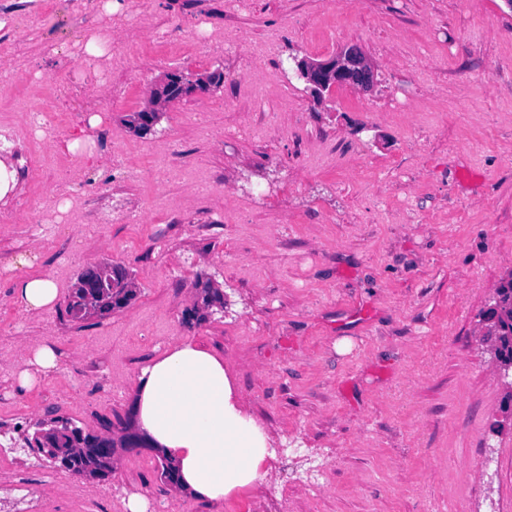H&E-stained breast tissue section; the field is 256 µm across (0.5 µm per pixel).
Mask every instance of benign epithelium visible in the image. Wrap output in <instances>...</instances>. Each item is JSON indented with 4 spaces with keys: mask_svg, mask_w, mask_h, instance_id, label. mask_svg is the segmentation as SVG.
I'll return each instance as SVG.
<instances>
[{
    "mask_svg": "<svg viewBox=\"0 0 512 512\" xmlns=\"http://www.w3.org/2000/svg\"><path fill=\"white\" fill-rule=\"evenodd\" d=\"M298 75L310 85L311 92L319 101H324V92L336 86H349L361 92H368L375 84L374 70L363 51L355 46H347L329 59L319 62L299 60L296 62ZM209 84V73L184 76L181 71L172 69L154 85L151 95L154 107L146 110L142 123L154 130L161 121L163 109L185 97L203 92L202 85ZM500 297H494V304L487 307L483 316L484 336L491 343V354L498 366L499 374L508 389L512 388V365L504 362L496 334Z\"/></svg>",
    "mask_w": 512,
    "mask_h": 512,
    "instance_id": "obj_1",
    "label": "benign epithelium"
}]
</instances>
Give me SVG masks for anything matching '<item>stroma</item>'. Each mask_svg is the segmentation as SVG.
Wrapping results in <instances>:
<instances>
[{
	"mask_svg": "<svg viewBox=\"0 0 512 512\" xmlns=\"http://www.w3.org/2000/svg\"><path fill=\"white\" fill-rule=\"evenodd\" d=\"M0 0V128L29 157L0 211V444L68 419L122 436L148 360L190 337L221 353L236 395L275 455L271 483L223 502L190 500L151 448L121 450L85 479L80 512H512V412L481 345V315L512 274V8L505 0ZM112 30L91 61L87 35ZM198 41L161 54L156 36ZM238 41L235 52L220 40ZM359 46L372 91L314 103L292 60ZM221 69V87L181 100L154 132L126 114L164 71ZM57 115V137L88 114L92 165L37 135L26 104ZM68 200L49 212L48 195ZM44 229H37V222ZM35 252L61 295L39 315L12 301L7 260ZM112 262L137 295L74 321L85 268ZM225 312L196 321L197 277ZM57 371L17 381L29 346Z\"/></svg>",
	"mask_w": 512,
	"mask_h": 512,
	"instance_id": "1",
	"label": "stroma"
}]
</instances>
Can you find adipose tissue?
<instances>
[{
  "label": "adipose tissue",
  "instance_id": "1",
  "mask_svg": "<svg viewBox=\"0 0 512 512\" xmlns=\"http://www.w3.org/2000/svg\"><path fill=\"white\" fill-rule=\"evenodd\" d=\"M14 295L40 314L58 301V286L34 272V259L17 262ZM134 427L175 459L178 485L191 498L223 501L264 483L270 456L263 427L233 398L223 357L185 338L144 366L134 388Z\"/></svg>",
  "mask_w": 512,
  "mask_h": 512
}]
</instances>
